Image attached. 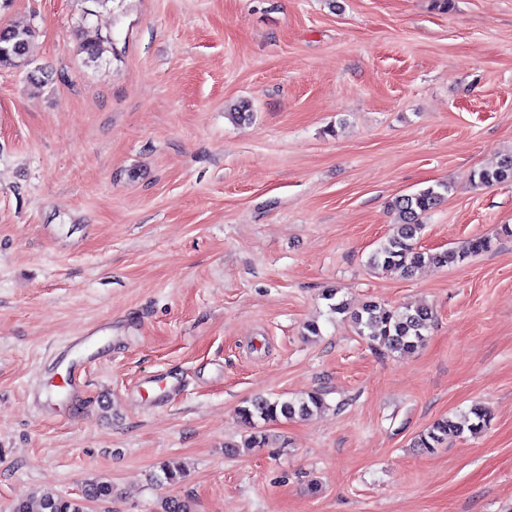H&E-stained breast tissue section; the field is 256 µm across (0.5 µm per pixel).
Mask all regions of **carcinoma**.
Returning <instances> with one entry per match:
<instances>
[{
    "label": "carcinoma",
    "mask_w": 512,
    "mask_h": 512,
    "mask_svg": "<svg viewBox=\"0 0 512 512\" xmlns=\"http://www.w3.org/2000/svg\"><path fill=\"white\" fill-rule=\"evenodd\" d=\"M35 31L32 26H8L0 31V67L15 68L18 62H32L30 44ZM112 35L87 40L78 46L85 63H97L112 50ZM477 184L483 186L512 181V156L504 158L494 169H482L475 173ZM448 185L436 184L410 195L395 198L390 210L395 214L391 232L371 253L368 264L377 271L410 276L425 265L448 266L464 262L469 256L492 249L495 237L477 236L464 245L440 251H430L419 245L424 224L421 216L429 213L444 198ZM339 290L325 293V299L333 301L330 309L336 314H345L353 323L357 333L368 339L375 348L385 349L400 355H410L425 340L432 313L425 305H407L402 308H387L376 301H368L351 311L344 300L337 298ZM324 405L322 393L312 391L304 397L275 399L258 397L250 400L238 411L240 422L251 429L243 447L259 448L265 444L267 435L260 424L276 423L281 419L304 418L312 415ZM491 410L481 404L472 405L460 416L443 417L420 433L414 446L426 453H433L464 433L476 437L489 426ZM158 480L176 483L185 476V469L178 461H163L159 465ZM112 483L104 479L88 481L79 499L67 498L52 491L38 496L20 497L15 500L12 512H86L85 503L112 501Z\"/></svg>",
    "instance_id": "1"
}]
</instances>
